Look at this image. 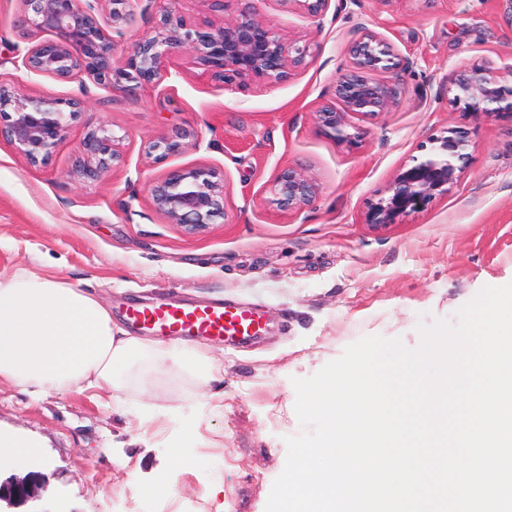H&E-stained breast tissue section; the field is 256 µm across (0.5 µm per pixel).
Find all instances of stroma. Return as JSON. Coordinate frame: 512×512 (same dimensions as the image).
Returning a JSON list of instances; mask_svg holds the SVG:
<instances>
[{"label":"stroma","mask_w":512,"mask_h":512,"mask_svg":"<svg viewBox=\"0 0 512 512\" xmlns=\"http://www.w3.org/2000/svg\"><path fill=\"white\" fill-rule=\"evenodd\" d=\"M284 38L310 41L313 61L279 82L225 84L173 56L159 85L132 92L60 81L17 64L20 0H0V82L30 95L84 100L45 163L0 140V272H35L93 292L126 326L134 302L259 306L264 335L247 347L210 343L199 381L146 356L116 394L40 395L0 383V432L35 440L0 481L44 475L36 512H143L146 499L199 512H265L302 431L292 378H307L362 337L420 343L419 324L453 318L486 286L512 282V119L464 111L448 92L465 64L512 65V0H331L322 23L261 0ZM404 60L384 72L400 103L352 117L356 144L317 127L361 28ZM106 127L118 156L96 179L73 173L86 134ZM463 128L470 163L447 196L398 223L365 221L372 200L422 146ZM189 130L184 149L149 157L153 140ZM224 174L223 218L191 233L170 223L150 187L177 167ZM318 185L299 211L272 203L283 168ZM191 430L186 461L170 445Z\"/></svg>","instance_id":"1"}]
</instances>
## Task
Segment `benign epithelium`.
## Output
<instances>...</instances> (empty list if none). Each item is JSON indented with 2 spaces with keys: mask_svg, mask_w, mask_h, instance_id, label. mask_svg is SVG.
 Instances as JSON below:
<instances>
[{
  "mask_svg": "<svg viewBox=\"0 0 512 512\" xmlns=\"http://www.w3.org/2000/svg\"><path fill=\"white\" fill-rule=\"evenodd\" d=\"M105 2L108 12H96ZM129 0H21L18 26L26 34H44L32 41L17 57L22 67L34 74L58 80H82L87 76L100 86L123 88L156 85L163 78L165 62L190 51L198 63L225 83L263 79L280 81L289 70L307 64L314 55L311 44L285 42L259 14L260 0H216L220 6L236 5L234 16L219 25H191L170 7L161 9L153 30L134 40L123 59L116 58L111 31L121 32L128 24ZM303 9L320 20L331 0H280ZM404 61L376 32L363 27L349 48V62L334 83L335 99L341 108L325 104L315 112L316 123L325 135L343 143L358 141L359 133L348 131L349 116L374 117L398 103L396 84L377 73L397 70ZM449 91L452 102L467 112L512 117V66L502 69L487 64L464 65L457 69ZM79 99H51L20 94L0 84V139L9 141L33 163L45 162L65 136L69 123L81 113ZM187 132L177 131L152 145L158 158L178 153L185 147ZM433 148L414 164L402 167L372 202L365 223L395 224L404 216L427 207L448 195L466 168L469 140L465 131L449 127L432 139ZM78 173L99 176L114 156L113 137L100 128L80 145ZM272 202L286 211L309 205L317 184L306 172L288 167L274 179ZM154 207L171 223L198 231L224 214V178L209 166L174 168L150 189ZM40 480L32 472L23 478L0 483V504L16 508L39 496Z\"/></svg>",
  "mask_w": 512,
  "mask_h": 512,
  "instance_id": "7a95c632",
  "label": "benign epithelium"
}]
</instances>
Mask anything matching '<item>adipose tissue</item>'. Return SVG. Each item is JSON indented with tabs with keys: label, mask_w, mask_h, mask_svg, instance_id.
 I'll list each match as a JSON object with an SVG mask.
<instances>
[{
	"label": "adipose tissue",
	"mask_w": 512,
	"mask_h": 512,
	"mask_svg": "<svg viewBox=\"0 0 512 512\" xmlns=\"http://www.w3.org/2000/svg\"><path fill=\"white\" fill-rule=\"evenodd\" d=\"M147 354L193 374L209 365L200 347L129 335L93 293L52 277L0 274V382L35 393L110 391Z\"/></svg>",
	"instance_id": "obj_1"
}]
</instances>
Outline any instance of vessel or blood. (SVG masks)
Returning <instances> with one entry per match:
<instances>
[{
  "label": "vessel or blood",
  "mask_w": 512,
  "mask_h": 512,
  "mask_svg": "<svg viewBox=\"0 0 512 512\" xmlns=\"http://www.w3.org/2000/svg\"><path fill=\"white\" fill-rule=\"evenodd\" d=\"M125 316L134 327L161 338L243 344L260 334L263 316L253 307L230 304H131Z\"/></svg>",
  "instance_id": "obj_1"
}]
</instances>
